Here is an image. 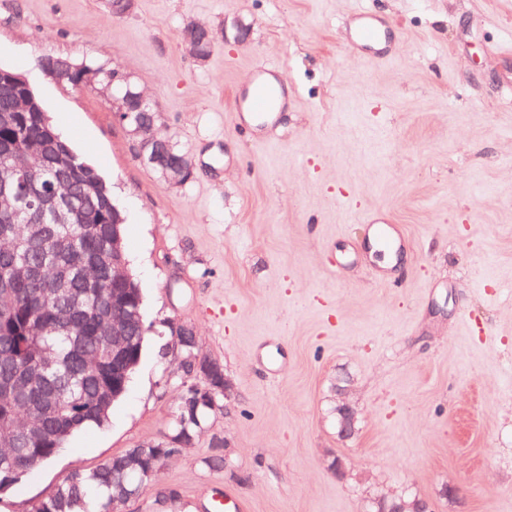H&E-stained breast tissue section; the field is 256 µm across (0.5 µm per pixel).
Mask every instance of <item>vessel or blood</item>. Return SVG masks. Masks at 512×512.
I'll list each match as a JSON object with an SVG mask.
<instances>
[{
  "mask_svg": "<svg viewBox=\"0 0 512 512\" xmlns=\"http://www.w3.org/2000/svg\"><path fill=\"white\" fill-rule=\"evenodd\" d=\"M357 26L351 36L353 49L368 52L370 62L387 64L392 62V55L378 50L382 39V28L377 17L367 11H358L355 15ZM279 67L274 63L256 65L241 87L236 105L239 123H253L257 129L273 132L278 118L288 106V88L277 77ZM374 236L383 241L390 251H399L403 245V229L391 223L383 212H371L364 216Z\"/></svg>",
  "mask_w": 512,
  "mask_h": 512,
  "instance_id": "1",
  "label": "vessel or blood"
}]
</instances>
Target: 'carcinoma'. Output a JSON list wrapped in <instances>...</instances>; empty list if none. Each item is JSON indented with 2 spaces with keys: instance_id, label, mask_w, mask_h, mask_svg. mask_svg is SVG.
<instances>
[{
  "instance_id": "carcinoma-1",
  "label": "carcinoma",
  "mask_w": 512,
  "mask_h": 512,
  "mask_svg": "<svg viewBox=\"0 0 512 512\" xmlns=\"http://www.w3.org/2000/svg\"><path fill=\"white\" fill-rule=\"evenodd\" d=\"M101 80L119 96L132 97L135 85L112 83V70L102 69ZM15 91L0 87V151L7 154L62 153L69 142L52 125L45 112H12ZM94 168H78L69 181L78 185L77 204L84 210L80 224H60L51 214L34 215L32 223L41 225L40 244L29 245L30 232L24 218L14 224H0L16 239L17 247L0 251V301L9 305L0 314V432L11 430L19 419L33 427L32 434L17 439L12 447L0 451V489L15 483L25 474L52 460L67 447L70 439L90 426L104 425L123 393L112 388L125 387L132 377L129 365L138 361L147 342L150 325L128 332L129 343L121 357L112 355V315L119 308L112 304L139 303L143 290L137 281H112V209L99 204ZM34 265V276L12 279V270L23 261ZM63 271L70 286L52 298L43 292L53 280L40 268ZM98 271V287H84L82 273ZM20 377L27 383L17 385ZM223 377L212 380V399L196 410L199 433L214 406L224 405L218 387ZM183 396H178L179 418L173 420L170 439L163 447L131 448L90 470L74 472L40 501L34 512H112V496L121 489L137 491L146 470L163 464L179 449L174 440L183 429Z\"/></svg>"
}]
</instances>
